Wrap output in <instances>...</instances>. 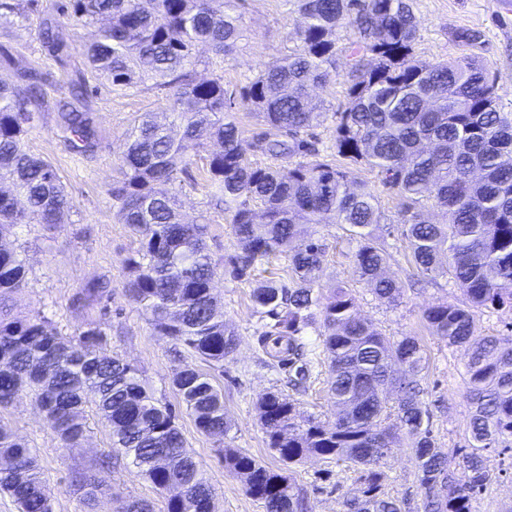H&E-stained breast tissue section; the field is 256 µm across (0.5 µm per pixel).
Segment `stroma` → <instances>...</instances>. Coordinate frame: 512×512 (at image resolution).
Listing matches in <instances>:
<instances>
[{"instance_id":"1","label":"stroma","mask_w":512,"mask_h":512,"mask_svg":"<svg viewBox=\"0 0 512 512\" xmlns=\"http://www.w3.org/2000/svg\"><path fill=\"white\" fill-rule=\"evenodd\" d=\"M59 2L36 0L28 21L0 32V44L37 68L45 79L44 103L24 142L31 154L54 168L70 200L66 224L54 228L23 224L15 228L14 245L24 251L28 265L27 284L15 296V308L25 314L46 313L55 325L69 333L83 328L90 320L100 323L107 334L110 352L139 368L156 396L176 406L177 425L214 488V512H264L258 501L244 494L241 478L225 469L224 451L238 448L262 464L276 465L259 412L261 398L271 391L287 394L304 414L322 421L334 419L336 409L322 384L326 367L324 363H315L305 390L295 391L288 384V366H267L259 344L260 321L249 298L248 283L222 274L214 281L213 292L224 306V323L237 337L234 352L220 366L201 361L184 346L158 335L145 309L125 296L122 285L131 276L127 260L139 242L127 225L119 223L111 188L122 177L119 158L128 129L144 114L162 113L168 101L165 92L148 75L130 88L112 85L99 75H88L85 105L97 130V145L87 155L72 151L57 121L56 104L68 94L62 86L64 74L43 48L37 33L41 17L55 11ZM503 2L412 0L419 21L414 54L423 62L449 60L467 53L479 56L490 67L501 110L512 112V12L504 10ZM237 11L242 16L243 37L235 55L225 61L223 68L225 87L236 93L260 67L296 48L295 32L301 21L290 0H237ZM463 28L481 31L482 44L473 48L462 46L455 34ZM353 38L351 28L338 30V77L313 91L315 102L333 110L345 102L346 87L341 76L348 68L347 47ZM205 164L202 156H195L184 176L180 212L189 223L203 215L210 217L206 241L220 261L225 255L241 252L242 245L233 234L230 214L215 206L218 194L204 181ZM316 230L326 245L320 289L326 292L337 285L352 288L358 296L357 313L361 318L374 322L386 335L420 339L427 356L421 384L435 445L444 451L464 447L470 412L463 381L465 352L434 336L423 318L430 306L445 301L464 302L462 291L448 275L420 273L411 262L408 240L400 231H388L382 224L375 234L389 256V274L402 285V295L397 303L381 302L366 285L354 282L351 276L349 254L356 246L355 241L349 240L336 224H320ZM93 277L109 280V299L89 312H74L69 306L72 294ZM188 364L206 373L223 394L224 414L230 422L224 438L199 433L191 417L178 406L179 397L170 379ZM0 416L36 449L54 512H84L85 507L70 484L69 472L109 450L108 427L92 423L82 449L65 455L57 447L50 423L31 398H20ZM483 466L491 480L476 498V512H512V438L485 451ZM383 470L387 491L405 499L406 512H418L421 489L417 466L402 442L393 444ZM109 479L112 490L99 495L96 512H116L121 495L146 500L153 512H164V494L138 476L124 456L113 455ZM295 480L307 512H340L343 498L359 492L350 473L337 466L329 467L315 456L297 468Z\"/></svg>"}]
</instances>
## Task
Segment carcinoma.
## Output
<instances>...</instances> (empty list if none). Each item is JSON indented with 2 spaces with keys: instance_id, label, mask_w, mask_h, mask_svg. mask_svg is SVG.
Segmentation results:
<instances>
[{
  "instance_id": "1",
  "label": "carcinoma",
  "mask_w": 512,
  "mask_h": 512,
  "mask_svg": "<svg viewBox=\"0 0 512 512\" xmlns=\"http://www.w3.org/2000/svg\"><path fill=\"white\" fill-rule=\"evenodd\" d=\"M34 0H0V31L28 17ZM305 18L298 49L264 66L240 94L224 78L198 80L194 49L210 47L221 59L233 55L241 16L224 0H68L58 16L43 20L45 47L60 62L70 46L62 25L82 28L106 20L83 45L87 66L115 86H131L144 73L161 79L168 111L183 127L149 116L127 135L121 181L112 199L122 224L139 237L128 260L132 276L123 292L152 316L154 329L201 360L221 365L234 349L233 332L212 294L217 263L203 242L204 226L184 224L175 208V186L207 142L221 150L207 155V181L233 212L232 229L243 251L224 258V271L252 285L250 301L262 320L261 345L271 360L302 361L293 385L310 369L303 336L312 329L328 365L327 394L336 418L304 416L279 392L259 403L268 447L282 468L273 470L238 448L224 449V465L241 477L244 493L264 512H301L293 477L314 455L356 475L361 495L342 501V512H402L385 490L384 458L400 435L413 455L423 512H475V495L489 481L483 452L512 437V334L483 336L474 315L512 310V113L499 108L487 63L471 55L421 62L413 51L419 22L409 0H295ZM350 26V65L344 76L346 103L334 113L333 159L321 157L313 128L322 109L309 88L333 81L336 31ZM38 77L19 74L0 81V410L30 396L51 421L60 447L76 450L88 432L93 404L110 430L112 449L137 473L167 493L166 512H212L213 488L176 423L172 406L157 399L139 370L107 350L96 322L67 334L45 316L13 311L27 283L22 255L7 238L19 224L65 223L69 199L52 166L24 145L26 125L40 111ZM259 114L268 131L251 144L269 159L248 160L237 108ZM60 124L75 151L95 147L88 113L67 101ZM378 171L400 199L394 223L424 274L448 273L466 296L460 305L439 303L424 312L432 333L463 347L464 384L472 404L465 462L456 475L451 456L435 448L419 375L426 356L414 336H387L356 313L357 296L346 287L325 295L316 286L326 245L314 224H340L356 240L352 275L381 301L395 303L400 283L388 276L387 253L373 231L383 214L377 198L354 181L349 166ZM429 207L442 221L424 218ZM284 260L286 275L253 280L258 261ZM109 283L86 282L73 295L88 310L109 297ZM171 386L201 434L224 437L230 425L222 393L193 365ZM73 484L92 505L102 479L76 472ZM0 491L18 512H54L37 455L0 420Z\"/></svg>"
}]
</instances>
